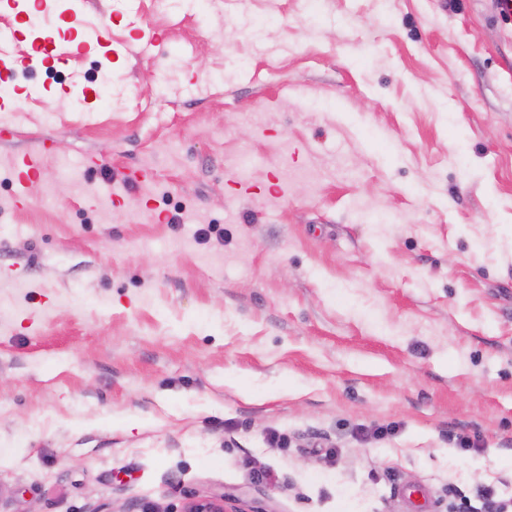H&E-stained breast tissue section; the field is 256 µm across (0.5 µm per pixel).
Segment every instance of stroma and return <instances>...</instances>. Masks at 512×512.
<instances>
[{
  "label": "stroma",
  "instance_id": "obj_1",
  "mask_svg": "<svg viewBox=\"0 0 512 512\" xmlns=\"http://www.w3.org/2000/svg\"><path fill=\"white\" fill-rule=\"evenodd\" d=\"M72 9L125 52L74 54ZM27 14L6 54L68 57L0 87V512H512L497 0ZM226 500L224 495L189 498L180 512H237L227 506Z\"/></svg>",
  "mask_w": 512,
  "mask_h": 512
}]
</instances>
